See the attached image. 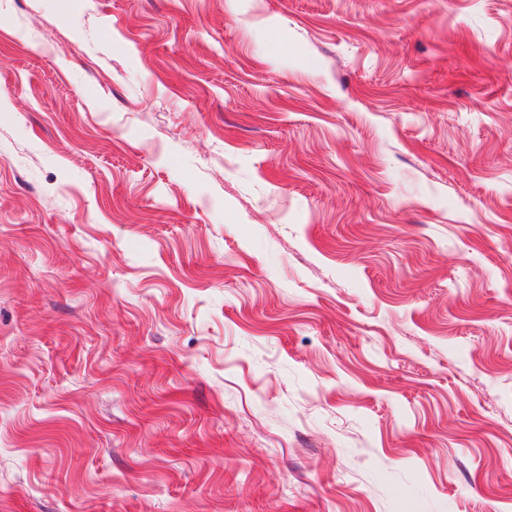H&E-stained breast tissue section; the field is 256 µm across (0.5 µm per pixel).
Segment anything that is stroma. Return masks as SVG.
<instances>
[{
    "mask_svg": "<svg viewBox=\"0 0 512 512\" xmlns=\"http://www.w3.org/2000/svg\"><path fill=\"white\" fill-rule=\"evenodd\" d=\"M0 512H512V0H0Z\"/></svg>",
    "mask_w": 512,
    "mask_h": 512,
    "instance_id": "stroma-1",
    "label": "stroma"
}]
</instances>
